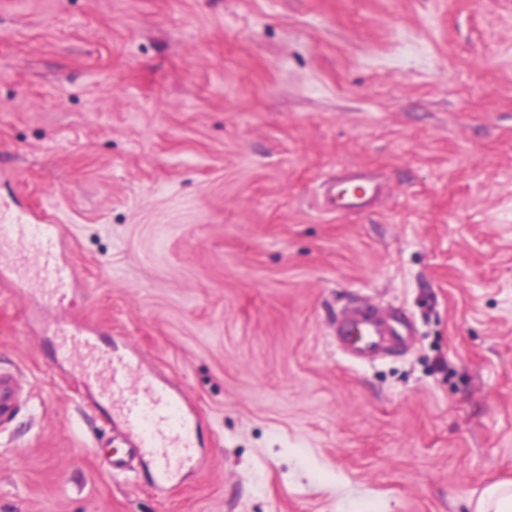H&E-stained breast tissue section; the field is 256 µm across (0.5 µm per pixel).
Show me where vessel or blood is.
<instances>
[{
    "label": "vessel or blood",
    "mask_w": 512,
    "mask_h": 512,
    "mask_svg": "<svg viewBox=\"0 0 512 512\" xmlns=\"http://www.w3.org/2000/svg\"><path fill=\"white\" fill-rule=\"evenodd\" d=\"M382 183L371 172L357 170L347 177L329 182L324 188L329 210L358 212L365 210L379 196ZM23 238L35 245L36 258L12 254V266H31L50 300L63 302L66 285L72 276L69 266L57 254L58 235L50 215L40 223L28 224L21 219H7L0 211V242ZM62 353L79 358V372L84 381L109 399L124 424V447L112 452V470L126 472L136 460L151 463L157 484L174 482L179 470L193 460L192 431L195 420L184 410L182 399L174 389L139 377L136 363L128 357H116L102 351L90 327L56 328ZM336 345L354 361H365L381 350L400 346L410 335L407 323L387 321L369 306L347 309L334 329ZM22 397L14 375L0 372V429L15 418Z\"/></svg>",
    "instance_id": "b4317fda"
}]
</instances>
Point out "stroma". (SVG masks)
<instances>
[{
  "label": "stroma",
  "instance_id": "obj_1",
  "mask_svg": "<svg viewBox=\"0 0 512 512\" xmlns=\"http://www.w3.org/2000/svg\"><path fill=\"white\" fill-rule=\"evenodd\" d=\"M347 166L371 211L319 202ZM0 200L63 306L0 290V512H469L512 479V0H0ZM416 334L373 363L348 307ZM54 320L179 391L203 470L113 475ZM8 205L1 204L0 221L10 224L0 225V242L23 238L31 241L36 249V261L31 266L35 277L43 292L49 295L50 300L62 303L66 298V284L72 276L69 266L61 262L57 255L58 235L54 224H26V219L11 216L5 220L9 210ZM23 221V222H22ZM22 397L16 377L0 372V430L15 418Z\"/></svg>",
  "mask_w": 512,
  "mask_h": 512
}]
</instances>
